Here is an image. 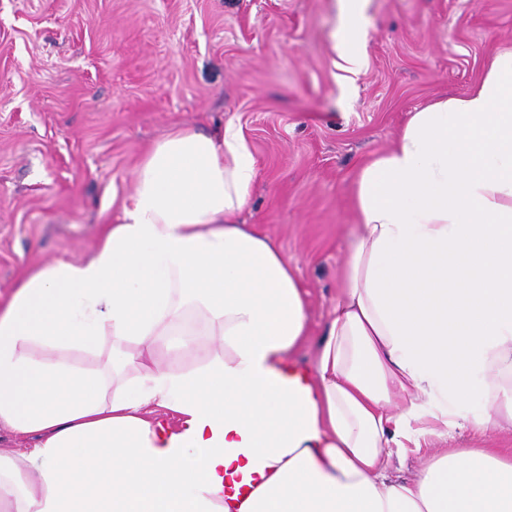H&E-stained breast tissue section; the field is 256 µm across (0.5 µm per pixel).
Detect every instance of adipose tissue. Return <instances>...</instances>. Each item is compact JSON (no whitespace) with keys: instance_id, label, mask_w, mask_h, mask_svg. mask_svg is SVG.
Listing matches in <instances>:
<instances>
[{"instance_id":"ef3b65f1","label":"adipose tissue","mask_w":512,"mask_h":512,"mask_svg":"<svg viewBox=\"0 0 512 512\" xmlns=\"http://www.w3.org/2000/svg\"><path fill=\"white\" fill-rule=\"evenodd\" d=\"M256 177L235 126L176 129L88 256L20 278L0 305V424L37 443L0 457V512H512L494 450L392 474L425 420L512 430V50L360 168L309 371L296 273L236 221ZM106 335L111 367L70 361ZM180 353L196 367L165 365Z\"/></svg>"}]
</instances>
